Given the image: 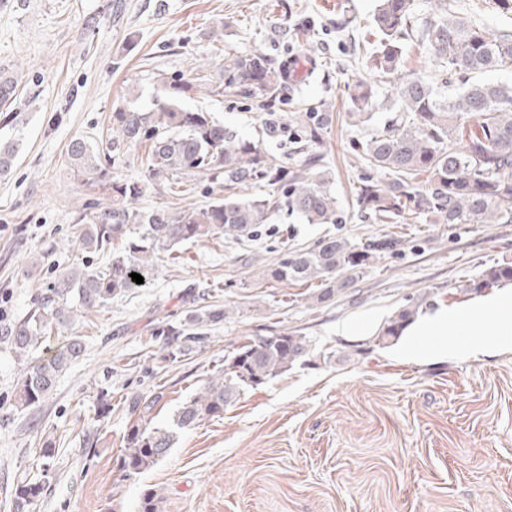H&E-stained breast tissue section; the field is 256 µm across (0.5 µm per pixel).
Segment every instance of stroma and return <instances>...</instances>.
<instances>
[{
  "label": "stroma",
  "instance_id": "1",
  "mask_svg": "<svg viewBox=\"0 0 512 512\" xmlns=\"http://www.w3.org/2000/svg\"><path fill=\"white\" fill-rule=\"evenodd\" d=\"M287 2L283 14L273 0H0V65L18 71L22 88L12 121L0 120L1 140L22 138L11 171L0 174L1 313H24L60 270L108 260L106 252L81 251L72 230L91 223L112 192L67 164L71 140L110 150L109 181L136 187L141 210L175 215L212 200L208 183L176 196L151 181L145 145L109 143L113 112L149 105L164 82L181 86L184 107L209 112L287 166L302 163L287 135L265 134L266 112L203 95L229 49L273 59L287 50L306 64L305 81L288 83L290 106L279 116L288 120L290 107L302 103L330 113L319 151L341 216L337 224H306L283 213L274 222L278 237H209L162 254L144 286L43 340L36 356L74 333L86 349L39 407L13 408L17 365L0 343V512H11L13 484L44 466L51 492L36 512H136L147 491L157 492L158 512H512V347L411 361L398 346L369 343L408 300L428 315L511 295V285L480 297L460 287L512 261V224L359 217L351 200L360 169L347 145L363 129L345 116L347 87L373 85L377 124L395 93L365 60L378 46L370 24L376 0ZM288 23L313 33L284 35ZM354 41L363 56L350 55ZM385 234L410 244L376 263L349 294L320 303L318 287L264 278L282 247ZM201 294L227 315L172 360L151 331L185 319ZM269 326L307 337L311 361L247 388L223 417L180 432L157 465L123 479L129 403L158 397L155 422L171 421L225 354ZM103 389L112 394L106 416ZM47 439L55 450L44 462Z\"/></svg>",
  "mask_w": 512,
  "mask_h": 512
}]
</instances>
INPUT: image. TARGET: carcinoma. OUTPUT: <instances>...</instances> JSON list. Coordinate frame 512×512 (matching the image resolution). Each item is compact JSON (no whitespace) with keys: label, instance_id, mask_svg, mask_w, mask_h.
Here are the masks:
<instances>
[{"label":"carcinoma","instance_id":"1","mask_svg":"<svg viewBox=\"0 0 512 512\" xmlns=\"http://www.w3.org/2000/svg\"><path fill=\"white\" fill-rule=\"evenodd\" d=\"M411 2L379 0L372 23L380 35V50L368 57V64L379 81L396 82L404 41L412 40L430 49L446 90L421 77L401 83L397 99L389 104L393 115L367 136L351 141L361 165L353 203L382 224H401L409 216L427 224H511L512 85L503 87L481 76L512 72V31L493 33L458 16L455 0H434L431 16L419 20ZM295 74L288 58L276 62L260 52H232L224 56L221 80L207 88L215 95L254 99L272 112L283 84ZM19 92L18 78L0 67V106L9 107ZM348 98L352 123L370 122L376 106L373 86L357 81ZM327 121L324 112L298 113L288 138L306 160L286 167L259 143L214 122L203 110L184 108L173 95L157 99L146 110L117 109L112 129L121 141L148 146L147 170L154 182L172 188L185 179L202 183L222 173L224 195L173 216L164 209L140 210L128 203L135 189L112 184V206L77 234L87 253L110 250L108 265L64 270L36 295L25 315L0 316V343L7 344L20 365L14 407L37 406L47 399L61 374L85 350L83 336L75 334L47 357H29L41 339L69 325L72 315L104 307L138 287L130 274L152 277L161 253L220 233L251 240L284 208L308 224L337 223L331 177L319 171L323 156L313 152L323 140ZM18 150L15 141L0 143V171L11 168ZM67 158L85 180H106L108 157L84 140L69 143ZM256 184L267 187L265 194H239ZM402 245L404 240L391 235L362 243L327 236L309 248L283 251L266 270V278L293 285L316 282L321 286L317 299L326 301L352 287L367 269ZM498 284H512V262L485 269L462 292L480 293ZM418 309L416 303L401 307L371 342L385 347L397 341ZM225 316V310L211 305L193 310L187 322L167 323L155 337L172 345L169 355L176 359L185 343L197 338V328ZM311 350L306 337L275 329L247 339L224 357V366L182 403L166 427L155 426L148 417L161 395L132 401L130 414L137 419L124 434L123 475L129 479L152 468L167 455L178 432L223 415L244 389L282 375ZM50 486L47 467L18 481L13 512H30Z\"/></svg>","mask_w":512,"mask_h":512}]
</instances>
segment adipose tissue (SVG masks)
<instances>
[{
	"label": "adipose tissue",
	"instance_id": "1",
	"mask_svg": "<svg viewBox=\"0 0 512 512\" xmlns=\"http://www.w3.org/2000/svg\"><path fill=\"white\" fill-rule=\"evenodd\" d=\"M494 316L495 329L486 331L480 326L486 316ZM466 321L468 338L464 347L471 356L488 352L493 345L512 344V298L493 299L468 309H438L433 315L412 324L403 340L400 352L409 360H417L433 354H447L449 324Z\"/></svg>",
	"mask_w": 512,
	"mask_h": 512
}]
</instances>
